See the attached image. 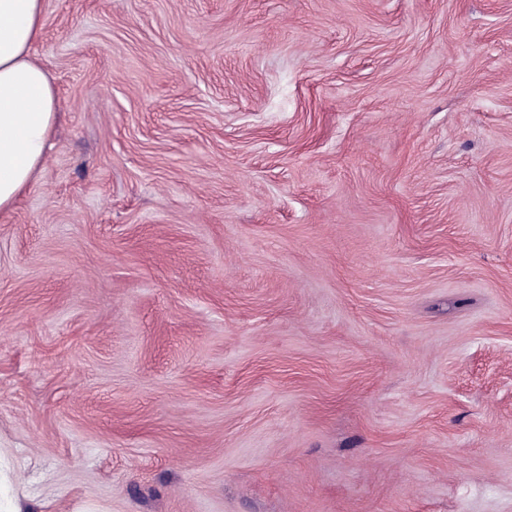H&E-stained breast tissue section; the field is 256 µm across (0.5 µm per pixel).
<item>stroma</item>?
Listing matches in <instances>:
<instances>
[{
    "mask_svg": "<svg viewBox=\"0 0 512 512\" xmlns=\"http://www.w3.org/2000/svg\"><path fill=\"white\" fill-rule=\"evenodd\" d=\"M44 2L0 494L512 512V0Z\"/></svg>",
    "mask_w": 512,
    "mask_h": 512,
    "instance_id": "1",
    "label": "stroma"
}]
</instances>
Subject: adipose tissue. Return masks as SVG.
I'll return each mask as SVG.
<instances>
[{
    "instance_id": "1",
    "label": "adipose tissue",
    "mask_w": 512,
    "mask_h": 512,
    "mask_svg": "<svg viewBox=\"0 0 512 512\" xmlns=\"http://www.w3.org/2000/svg\"><path fill=\"white\" fill-rule=\"evenodd\" d=\"M44 0H0V217L35 182L58 116V99L32 48Z\"/></svg>"
}]
</instances>
